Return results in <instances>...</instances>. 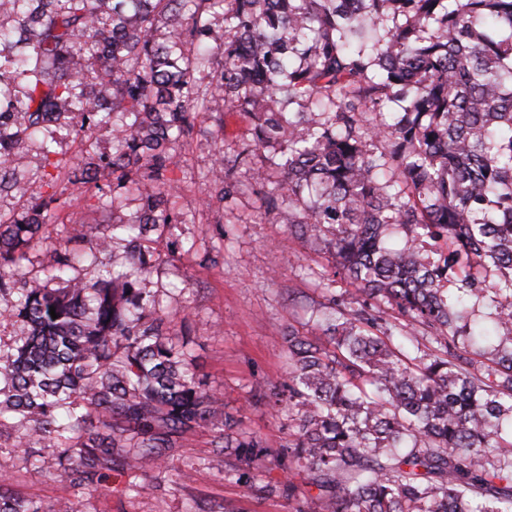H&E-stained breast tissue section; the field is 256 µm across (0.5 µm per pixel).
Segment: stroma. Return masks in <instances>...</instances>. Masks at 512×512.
Returning a JSON list of instances; mask_svg holds the SVG:
<instances>
[{
    "label": "stroma",
    "mask_w": 512,
    "mask_h": 512,
    "mask_svg": "<svg viewBox=\"0 0 512 512\" xmlns=\"http://www.w3.org/2000/svg\"><path fill=\"white\" fill-rule=\"evenodd\" d=\"M206 120L180 144L168 167L176 190L171 205L183 216L181 224L165 229L150 246L158 259L146 288L161 306L186 321L189 349L196 372L210 389L224 396L227 411H240L244 428L260 436L268 447L286 445L291 430L286 412L251 404L254 391L283 382L289 329L310 332L321 288L335 278L331 253L295 235L287 225L259 218L264 183L252 179L251 163L238 165L240 191L225 205L206 206L212 192L209 168L215 153L233 161L253 126L250 115L228 112L214 100ZM112 137L103 133L93 141L57 130L50 157L29 146L23 163L31 178L48 170L49 162L70 163L85 154H111ZM138 203L126 190L114 189L110 170H100L96 183L67 188L52 210L54 223L46 233L51 241L67 240L75 252L69 277L95 282L100 263L88 257L89 245L80 237L91 228L110 231L113 219L135 216ZM0 438V475L10 492L35 501L71 502L76 512H191L193 506L221 505L229 512H304L306 487L293 494L258 497L233 476L209 469L212 434L202 430L188 437L172 459L171 468L111 473L108 495H91L70 483L52 480L58 451L43 448L37 461L24 459L16 448L18 436ZM188 472L179 480L178 471ZM154 485L152 495H139V485Z\"/></svg>",
    "instance_id": "1"
}]
</instances>
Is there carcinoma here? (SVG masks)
<instances>
[{
	"label": "carcinoma",
	"instance_id": "cac0c4a2",
	"mask_svg": "<svg viewBox=\"0 0 512 512\" xmlns=\"http://www.w3.org/2000/svg\"><path fill=\"white\" fill-rule=\"evenodd\" d=\"M209 97L255 118L242 153L274 151L282 179L263 214L324 246L355 290L327 288L322 335L288 329L287 380L253 394L288 405L275 450L224 411L176 316L140 287L148 234L180 223L172 152ZM60 127L111 134L112 155L26 178L19 146L37 140L47 158ZM102 168L140 202L111 234H84L112 265L88 285L58 244L28 276L58 186ZM211 184L208 205L238 190L222 156ZM11 190L29 207L0 215V294L23 326L0 348V435L33 423L16 447L59 449L54 478L96 491L210 429L209 466L293 493L256 485L271 456L316 490L308 512H512V0H0ZM5 482L0 512H71Z\"/></svg>",
	"mask_w": 512,
	"mask_h": 512
}]
</instances>
